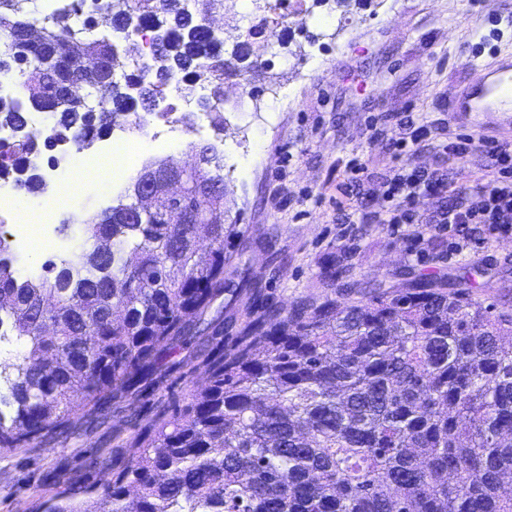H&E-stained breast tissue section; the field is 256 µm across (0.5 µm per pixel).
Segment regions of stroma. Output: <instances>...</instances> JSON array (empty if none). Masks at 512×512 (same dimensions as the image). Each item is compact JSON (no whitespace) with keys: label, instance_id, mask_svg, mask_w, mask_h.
<instances>
[{"label":"stroma","instance_id":"stroma-1","mask_svg":"<svg viewBox=\"0 0 512 512\" xmlns=\"http://www.w3.org/2000/svg\"><path fill=\"white\" fill-rule=\"evenodd\" d=\"M273 65L251 88L256 98L225 118L229 133L168 134L163 152L145 150L141 164L189 163L197 144L216 145L228 187L224 221L236 224L227 244L224 299L205 319L224 343L266 307L295 306L337 295L326 265L344 279L404 285L403 270L464 275L482 269L475 294L485 303L512 302V233L491 235L469 225L465 235L437 223L438 214L464 203L474 180L498 170L486 150L448 157L452 135L472 125L512 140V120L482 112L474 121L448 123V102L469 78L468 60L492 62L512 53V0H358L344 9L334 0L314 8L305 23L260 33ZM425 135L408 140L416 128ZM407 148H400V141ZM363 174L354 176L353 166ZM62 148L42 149L34 169L12 173L17 209L59 199L54 171H69ZM428 171L444 177L447 192L418 196L423 240L409 224L385 223L396 201L388 195L395 174ZM82 173L67 207L53 211L58 244L41 255H12L18 279L42 272L57 247L90 250L85 221L115 205L127 186H98ZM200 337L177 346L165 375L147 394L112 392L99 423L75 404L63 425L41 444L0 450V512H47L57 497L76 500L111 478L137 447L147 444L162 415L184 409L207 384L197 357Z\"/></svg>","mask_w":512,"mask_h":512}]
</instances>
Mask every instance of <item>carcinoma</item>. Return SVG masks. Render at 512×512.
I'll use <instances>...</instances> for the list:
<instances>
[{
	"mask_svg": "<svg viewBox=\"0 0 512 512\" xmlns=\"http://www.w3.org/2000/svg\"><path fill=\"white\" fill-rule=\"evenodd\" d=\"M179 2L128 0L116 13L129 36L165 28L117 80L111 37L62 45L72 11L41 20L0 0V65H15L35 110L64 113L44 137L1 96L0 126L21 135L0 142V170L80 131L91 147L89 133L133 103L129 89L144 101L172 86L186 96L200 69L205 106L224 123V79L241 74L234 61L254 28L233 25L228 53L202 20L212 7L236 14L237 0H195L192 14ZM86 54L102 60L86 86L112 110L65 92ZM195 164L217 190L169 197L163 173L90 218L84 273L20 281L0 257V448L42 442L77 397L100 414L107 393L155 385L166 355L207 333L201 316L224 294L236 225L209 224L224 213L215 146L196 148ZM400 275L404 288L374 283L366 302L327 299L254 322L222 355L203 349L209 383L193 401L102 491L48 512H512V305L474 298L468 275Z\"/></svg>",
	"mask_w": 512,
	"mask_h": 512,
	"instance_id": "1",
	"label": "carcinoma"
}]
</instances>
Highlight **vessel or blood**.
I'll use <instances>...</instances> for the list:
<instances>
[{"mask_svg":"<svg viewBox=\"0 0 512 512\" xmlns=\"http://www.w3.org/2000/svg\"><path fill=\"white\" fill-rule=\"evenodd\" d=\"M469 83L450 100V117L470 112H500L506 102L512 101V62L497 56L492 63L471 64Z\"/></svg>","mask_w":512,"mask_h":512,"instance_id":"b4317fda","label":"vessel or blood"}]
</instances>
